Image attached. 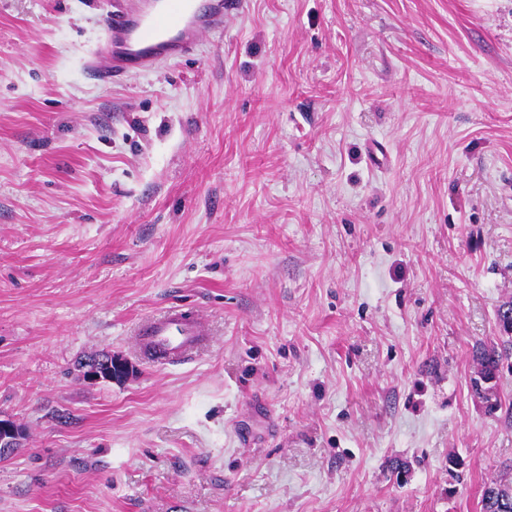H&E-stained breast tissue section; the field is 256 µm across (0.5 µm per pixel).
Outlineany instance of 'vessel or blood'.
I'll use <instances>...</instances> for the list:
<instances>
[{"label":"vessel or blood","mask_w":512,"mask_h":512,"mask_svg":"<svg viewBox=\"0 0 512 512\" xmlns=\"http://www.w3.org/2000/svg\"><path fill=\"white\" fill-rule=\"evenodd\" d=\"M236 0H127L104 20L103 58H90L87 70L112 83L147 72L165 60L191 55L203 36L224 29V12ZM142 357L151 363L179 364L205 345V333L181 308L141 321L137 328Z\"/></svg>","instance_id":"obj_1"}]
</instances>
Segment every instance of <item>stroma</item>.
Masks as SVG:
<instances>
[{"label": "stroma", "mask_w": 512, "mask_h": 512, "mask_svg": "<svg viewBox=\"0 0 512 512\" xmlns=\"http://www.w3.org/2000/svg\"><path fill=\"white\" fill-rule=\"evenodd\" d=\"M126 0H0V512H482L512 481V0H238L85 68ZM208 348L152 366L143 317ZM106 351L132 372L84 380ZM238 0H127L104 20L103 56L87 60L99 81L112 83L147 72L165 60L191 55L203 36L222 32L224 11ZM99 59L106 65L101 67ZM497 319L503 331L508 335V339L503 340L500 346L498 344H480L474 350V357L481 367L479 379H475L474 387L486 402L492 400L491 387H483L481 382L484 384L490 383L503 362L508 361L512 356V304H504L500 307L497 310Z\"/></svg>", "instance_id": "stroma-1"}]
</instances>
